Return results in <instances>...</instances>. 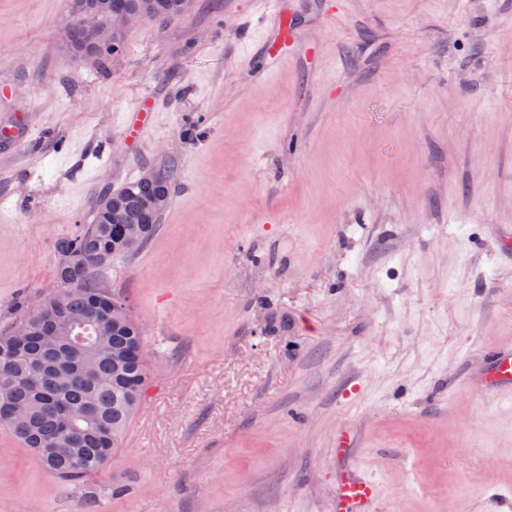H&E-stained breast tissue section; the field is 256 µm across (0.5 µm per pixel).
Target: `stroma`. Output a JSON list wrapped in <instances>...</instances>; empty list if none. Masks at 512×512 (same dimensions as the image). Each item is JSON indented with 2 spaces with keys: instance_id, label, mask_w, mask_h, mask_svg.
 Listing matches in <instances>:
<instances>
[{
  "instance_id": "stroma-1",
  "label": "stroma",
  "mask_w": 512,
  "mask_h": 512,
  "mask_svg": "<svg viewBox=\"0 0 512 512\" xmlns=\"http://www.w3.org/2000/svg\"><path fill=\"white\" fill-rule=\"evenodd\" d=\"M271 13L194 0L78 57L66 0H0V334L59 238L172 176L102 277L147 346L121 447L67 485L0 428V512H333L347 424L375 512H512V396L475 389L512 350V0H288L285 62Z\"/></svg>"
}]
</instances>
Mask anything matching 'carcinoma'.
<instances>
[{"label":"carcinoma","mask_w":512,"mask_h":512,"mask_svg":"<svg viewBox=\"0 0 512 512\" xmlns=\"http://www.w3.org/2000/svg\"><path fill=\"white\" fill-rule=\"evenodd\" d=\"M75 54L93 53L122 32L112 12L124 10L161 23L192 8V0H68ZM99 15L100 31L79 27L82 14ZM171 198L166 165L141 173L110 196L93 223L56 242L58 291L35 306L40 317L26 330L0 336V426L32 448L42 466L65 483L98 474L121 445L148 381L140 326L126 300L101 284L104 268L137 249L120 210L142 229L140 243L157 231Z\"/></svg>","instance_id":"1"}]
</instances>
